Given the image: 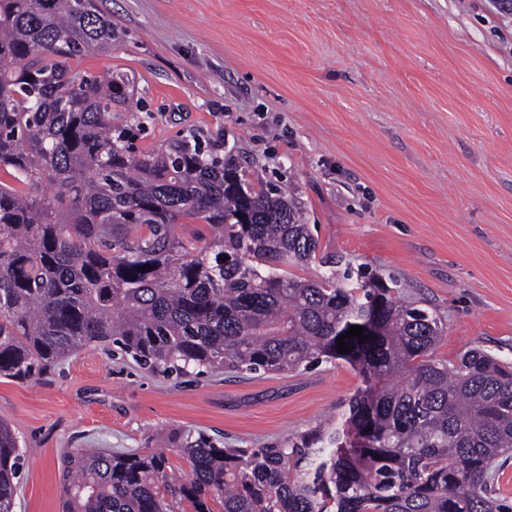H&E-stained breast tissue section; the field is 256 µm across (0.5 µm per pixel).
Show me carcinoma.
I'll list each match as a JSON object with an SVG mask.
<instances>
[{"instance_id":"obj_1","label":"carcinoma","mask_w":512,"mask_h":512,"mask_svg":"<svg viewBox=\"0 0 512 512\" xmlns=\"http://www.w3.org/2000/svg\"><path fill=\"white\" fill-rule=\"evenodd\" d=\"M123 32L96 0H0V377L35 378L111 343L154 373L297 371L342 360L364 386L343 413L272 448H73L61 512H512L490 470L512 454V363L433 350L443 321L365 269L310 280L300 202L255 184L233 150L181 139L139 152L112 125L128 76L72 60ZM200 228L186 238L184 221ZM353 325L364 343L336 339ZM25 451L0 422V512Z\"/></svg>"}]
</instances>
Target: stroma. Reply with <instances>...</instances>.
<instances>
[{
  "label": "stroma",
  "instance_id": "1",
  "mask_svg": "<svg viewBox=\"0 0 512 512\" xmlns=\"http://www.w3.org/2000/svg\"><path fill=\"white\" fill-rule=\"evenodd\" d=\"M124 31L74 70H121L149 151L223 138L252 182L290 189L322 259L398 281L438 315L436 359L512 362V11L499 0H97ZM361 379L338 361L269 374L163 375L87 345L44 375L0 377V421L25 448L14 512H61L70 448L164 450L203 434L265 448L343 412Z\"/></svg>",
  "mask_w": 512,
  "mask_h": 512
}]
</instances>
